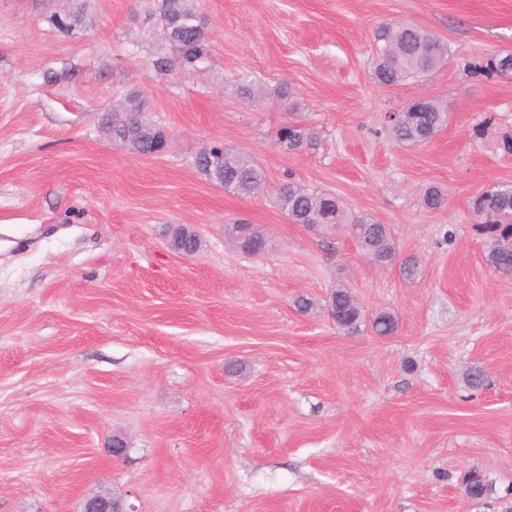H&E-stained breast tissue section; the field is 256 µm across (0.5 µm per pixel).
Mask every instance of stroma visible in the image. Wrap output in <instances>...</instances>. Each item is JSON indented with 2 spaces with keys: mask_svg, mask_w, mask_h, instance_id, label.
I'll return each instance as SVG.
<instances>
[{
  "mask_svg": "<svg viewBox=\"0 0 512 512\" xmlns=\"http://www.w3.org/2000/svg\"><path fill=\"white\" fill-rule=\"evenodd\" d=\"M211 67L168 72L144 0H85L72 34L45 0H0V512H507L512 507V278L486 255L473 210L512 186V78L478 65L512 47V0H199ZM406 23L448 45L446 65L393 87L370 76L375 31ZM294 97L251 104L242 75ZM139 93L168 132L148 158L98 117ZM426 97L448 124L424 146L387 115ZM299 124L312 149L289 151ZM252 155L266 180L242 198L195 159ZM292 180L389 225L418 281L378 271L347 233L322 237L276 205ZM431 185L448 205L424 207ZM265 254L224 240L238 220ZM193 229L198 252L170 244ZM349 286L366 316L324 307ZM307 297L308 312L295 300ZM391 311L396 332L369 323ZM477 366L483 389L463 375ZM128 443L112 455V438ZM493 484L473 500L462 477ZM313 136L297 126H285L280 131V142L289 151L301 150L312 145ZM224 234L229 246L243 254L262 255L268 249V240L263 230L257 225L236 221L234 224L227 225ZM326 307L336 326L341 329L354 328L362 322L361 308L351 290L344 285L336 286L329 292Z\"/></svg>",
  "mask_w": 512,
  "mask_h": 512,
  "instance_id": "35a3bbf8",
  "label": "stroma"
}]
</instances>
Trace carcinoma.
<instances>
[{
    "mask_svg": "<svg viewBox=\"0 0 512 512\" xmlns=\"http://www.w3.org/2000/svg\"><path fill=\"white\" fill-rule=\"evenodd\" d=\"M64 11L70 26H56L62 33L70 34L83 18L79 0H65ZM158 24L168 29L172 45L170 55L155 60L156 66L171 71L182 59H198L196 71L209 69L205 21L195 8L194 0H160L157 5ZM381 45L371 62L373 80L383 86L416 80L435 70L447 61L448 45L433 34L414 26L385 25L380 28ZM145 116L142 102L135 95H128L112 107V138L124 141L134 151L143 155L164 146L163 127L154 123L152 130L143 127ZM448 113L434 100L411 106L395 124L390 125L395 140L407 145H426L447 124ZM313 136L297 126H285L280 131V142L289 151H297L312 144ZM219 151L209 146L196 158V167L213 184L240 197L254 195L265 180L263 168L250 156L224 150V162L215 160ZM424 205L439 210L447 203L446 193L437 186H430L423 193ZM279 209L295 224L318 232H327L326 225H343L350 229L358 244L366 250L363 257L372 265L390 266L398 263L401 274L408 280L420 274L419 263L413 256L397 258L391 230L388 225L369 221L355 215L345 202L332 193L310 191L293 181H284L277 192ZM474 210L486 217L484 227L493 234V244L487 261L500 274L512 277V187H490L475 199ZM231 248L248 255H262L268 249L263 230L252 224H230L224 230ZM199 244L196 234L187 227H178L172 233V245L192 251ZM328 313L341 329L356 327L362 322L361 308L351 290L339 285L328 294ZM397 321L388 312L377 314L372 329L380 336L392 334ZM465 491L472 499H481L493 492L492 484L477 470L463 477Z\"/></svg>",
    "mask_w": 512,
    "mask_h": 512,
    "instance_id": "carcinoma-1",
    "label": "carcinoma"
}]
</instances>
